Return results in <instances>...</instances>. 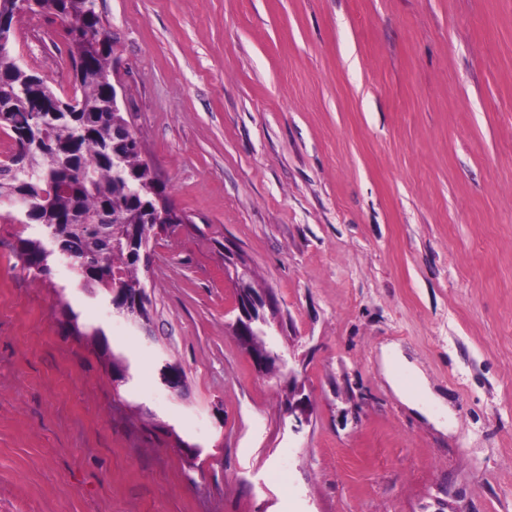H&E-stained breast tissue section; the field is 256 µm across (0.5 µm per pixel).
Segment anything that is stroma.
Returning <instances> with one entry per match:
<instances>
[{
    "instance_id": "35a3bbf8",
    "label": "stroma",
    "mask_w": 512,
    "mask_h": 512,
    "mask_svg": "<svg viewBox=\"0 0 512 512\" xmlns=\"http://www.w3.org/2000/svg\"><path fill=\"white\" fill-rule=\"evenodd\" d=\"M97 6L189 221L141 274L145 331L66 264L33 280L0 208V512H512V0ZM14 38L71 92L58 23L21 13ZM228 249L277 299L265 341L307 419L232 331ZM64 301L129 355L128 385L63 331ZM163 385L173 394L181 395L185 389L186 375L176 363L165 361L161 368Z\"/></svg>"
}]
</instances>
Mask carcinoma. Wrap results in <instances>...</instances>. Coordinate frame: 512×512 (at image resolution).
Segmentation results:
<instances>
[{
	"instance_id": "carcinoma-1",
	"label": "carcinoma",
	"mask_w": 512,
	"mask_h": 512,
	"mask_svg": "<svg viewBox=\"0 0 512 512\" xmlns=\"http://www.w3.org/2000/svg\"><path fill=\"white\" fill-rule=\"evenodd\" d=\"M18 0H0L8 16L0 48V130L18 147L20 132L30 125L24 100L32 91L47 100L65 102L45 80L23 69L12 43ZM28 10L57 19L61 25L74 70L72 96L81 105L77 112H60L48 124L47 141L27 146L30 167L23 175L12 170L9 158L0 160V197L24 192L36 204L23 225L39 228L37 236L18 237L17 257L35 276L50 279L59 249H73L77 287L90 296L109 301L112 288L145 287L138 264L123 237L128 224L149 223L154 198L169 209L174 203L153 167L136 150L135 140L119 135L115 125L126 121L112 107V90L106 81L114 55L115 38L108 30L97 0H27ZM106 213L104 235L94 224L78 216ZM61 324L67 334L92 340L109 372L131 373L126 356L110 348L101 327L79 322L69 303L61 309Z\"/></svg>"
}]
</instances>
